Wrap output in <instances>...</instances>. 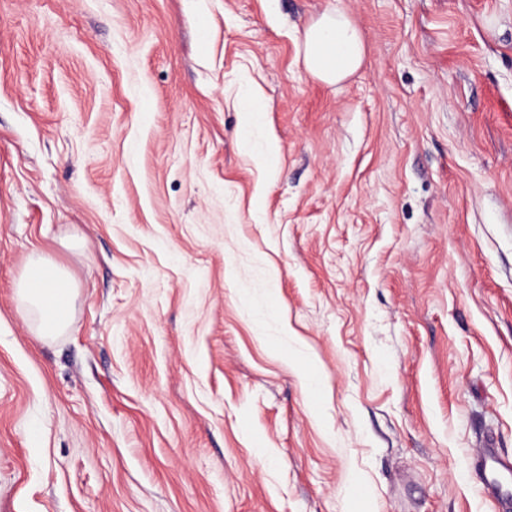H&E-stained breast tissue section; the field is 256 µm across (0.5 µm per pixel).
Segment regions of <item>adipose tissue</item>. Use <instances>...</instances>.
Listing matches in <instances>:
<instances>
[{
  "instance_id": "obj_1",
  "label": "adipose tissue",
  "mask_w": 512,
  "mask_h": 512,
  "mask_svg": "<svg viewBox=\"0 0 512 512\" xmlns=\"http://www.w3.org/2000/svg\"><path fill=\"white\" fill-rule=\"evenodd\" d=\"M300 39L306 70L326 84L342 82L365 64L363 35L345 12L323 13ZM73 294L64 268L44 258L30 259L17 297L32 335L46 338L63 333L71 321Z\"/></svg>"
}]
</instances>
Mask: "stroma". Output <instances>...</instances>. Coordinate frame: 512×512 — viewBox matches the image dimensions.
Instances as JSON below:
<instances>
[{
    "label": "stroma",
    "instance_id": "1",
    "mask_svg": "<svg viewBox=\"0 0 512 512\" xmlns=\"http://www.w3.org/2000/svg\"><path fill=\"white\" fill-rule=\"evenodd\" d=\"M332 9L367 49L333 86L297 40ZM34 255L78 288L53 339ZM480 455L512 0H0V512H494ZM17 288L18 303L33 336H59L67 329L74 291L64 268L32 258Z\"/></svg>",
    "mask_w": 512,
    "mask_h": 512
}]
</instances>
